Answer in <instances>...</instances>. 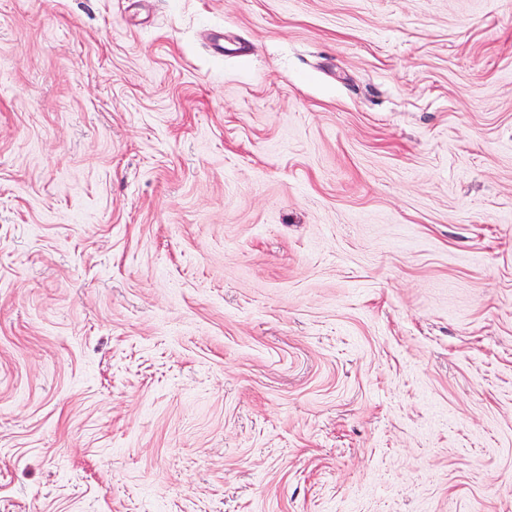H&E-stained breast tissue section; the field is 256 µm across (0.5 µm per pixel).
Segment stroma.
Instances as JSON below:
<instances>
[{
    "mask_svg": "<svg viewBox=\"0 0 512 512\" xmlns=\"http://www.w3.org/2000/svg\"><path fill=\"white\" fill-rule=\"evenodd\" d=\"M0 512H512V0H0Z\"/></svg>",
    "mask_w": 512,
    "mask_h": 512,
    "instance_id": "obj_1",
    "label": "stroma"
}]
</instances>
